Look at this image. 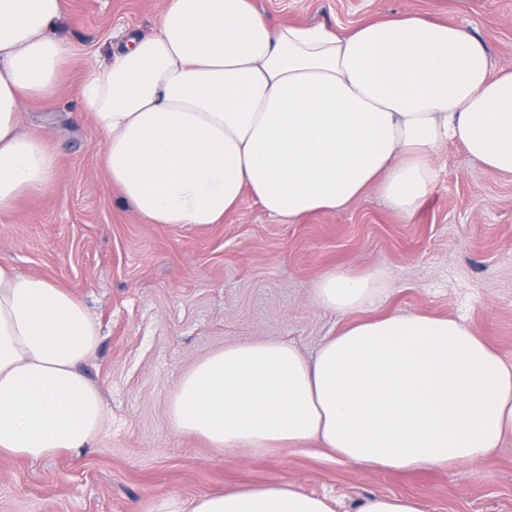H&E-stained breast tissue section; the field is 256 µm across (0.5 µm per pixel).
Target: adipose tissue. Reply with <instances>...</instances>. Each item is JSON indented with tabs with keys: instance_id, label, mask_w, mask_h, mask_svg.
<instances>
[{
	"instance_id": "adipose-tissue-1",
	"label": "adipose tissue",
	"mask_w": 512,
	"mask_h": 512,
	"mask_svg": "<svg viewBox=\"0 0 512 512\" xmlns=\"http://www.w3.org/2000/svg\"><path fill=\"white\" fill-rule=\"evenodd\" d=\"M65 0H0V213L57 177L45 137L22 127L24 99L52 94L77 57L57 34ZM81 108L112 183L148 223L203 229L243 194L291 224L375 190L414 212L460 144L512 176V69H494L467 29L421 16L350 30L276 24L253 0H165L90 67ZM383 271H326L314 302L345 325L313 357L290 343L224 346L185 373L173 427L217 448L317 441L371 469L474 466L512 435V361L462 322L372 315ZM100 328L43 277L0 266V455L78 452L103 430L100 390L82 366ZM152 512H335L327 498L273 482Z\"/></svg>"
}]
</instances>
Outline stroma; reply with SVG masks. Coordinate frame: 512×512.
I'll return each mask as SVG.
<instances>
[{
  "label": "stroma",
  "instance_id": "1",
  "mask_svg": "<svg viewBox=\"0 0 512 512\" xmlns=\"http://www.w3.org/2000/svg\"><path fill=\"white\" fill-rule=\"evenodd\" d=\"M271 18L350 27L421 15L465 27L495 67L512 68V0H255ZM164 0H66L59 30L78 57L56 95L23 105L44 132L57 180L0 215V264L41 276L83 302L100 326L82 370L100 389L109 424L92 445L39 462L0 456V512H151L165 495L191 500L287 481L356 512L373 494L409 496L424 512H512V438L468 467L415 472L337 462L316 444L228 451L177 433L168 402L182 375L228 344L283 341L312 356L343 326L312 300L331 269L387 273L379 312L461 320L512 361V178L463 148L438 151L439 175L412 214L369 193L341 212L293 224L244 195L203 230L149 224L120 198L79 112L88 65L109 60L132 30L152 31Z\"/></svg>",
  "mask_w": 512,
  "mask_h": 512
}]
</instances>
